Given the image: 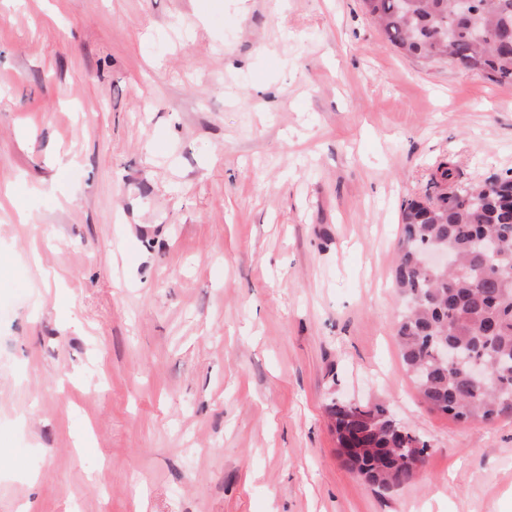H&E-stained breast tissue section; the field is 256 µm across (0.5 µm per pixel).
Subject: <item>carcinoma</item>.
<instances>
[{"label":"carcinoma","instance_id":"cac0c4a2","mask_svg":"<svg viewBox=\"0 0 512 512\" xmlns=\"http://www.w3.org/2000/svg\"><path fill=\"white\" fill-rule=\"evenodd\" d=\"M385 39L406 56L447 55L487 80L512 82V0H362ZM488 38L480 43L475 34ZM448 194L412 200L402 212V238L393 283L407 301L398 322L401 357L431 409L458 422L512 413V169L479 184H461L442 163ZM428 249L448 253L452 269H425ZM460 361L443 359L442 347ZM481 368L480 381L473 370ZM345 466L364 482L390 492L412 482L410 448L420 438L390 429L358 428L332 404Z\"/></svg>","mask_w":512,"mask_h":512}]
</instances>
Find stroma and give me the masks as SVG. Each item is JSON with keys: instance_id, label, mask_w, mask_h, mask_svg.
<instances>
[{"instance_id": "1", "label": "stroma", "mask_w": 512, "mask_h": 512, "mask_svg": "<svg viewBox=\"0 0 512 512\" xmlns=\"http://www.w3.org/2000/svg\"><path fill=\"white\" fill-rule=\"evenodd\" d=\"M512 168V84L361 0H0V512H512V415L432 410L402 206ZM424 440L382 494L327 407Z\"/></svg>"}]
</instances>
